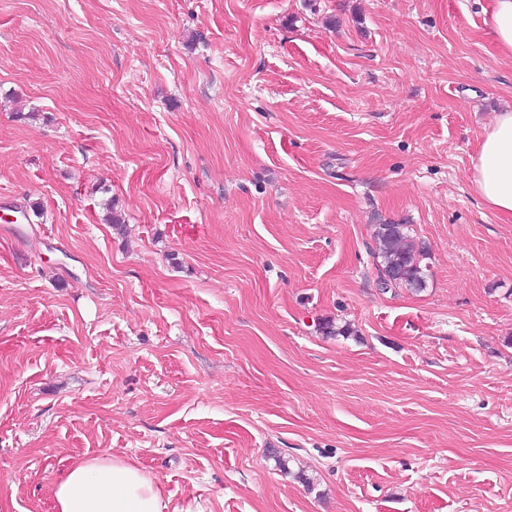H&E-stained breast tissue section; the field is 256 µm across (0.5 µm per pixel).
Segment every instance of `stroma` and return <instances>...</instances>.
<instances>
[{"mask_svg": "<svg viewBox=\"0 0 512 512\" xmlns=\"http://www.w3.org/2000/svg\"><path fill=\"white\" fill-rule=\"evenodd\" d=\"M490 5L0 0V512L103 452L168 512H512ZM469 183L485 207L512 221V109L497 112L484 129ZM409 226L393 222L376 224V258L381 266L379 284L384 290L405 287L419 291L425 287L421 267L423 247L413 238Z\"/></svg>", "mask_w": 512, "mask_h": 512, "instance_id": "stroma-1", "label": "stroma"}]
</instances>
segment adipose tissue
Returning <instances> with one entry per match:
<instances>
[{
  "instance_id": "ef3b65f1",
  "label": "adipose tissue",
  "mask_w": 512,
  "mask_h": 512,
  "mask_svg": "<svg viewBox=\"0 0 512 512\" xmlns=\"http://www.w3.org/2000/svg\"><path fill=\"white\" fill-rule=\"evenodd\" d=\"M469 183L490 211L512 221V109L496 113L472 160ZM54 512H168L160 483L129 461L101 454L76 460L52 489Z\"/></svg>"
}]
</instances>
